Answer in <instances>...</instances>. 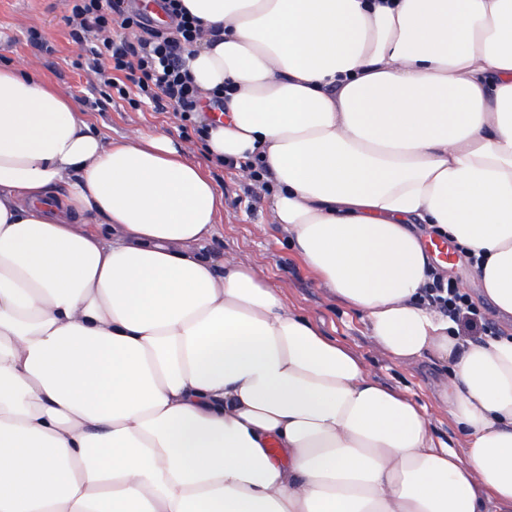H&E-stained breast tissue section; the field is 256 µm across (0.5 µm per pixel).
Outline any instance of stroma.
<instances>
[{
	"instance_id": "stroma-1",
	"label": "stroma",
	"mask_w": 512,
	"mask_h": 512,
	"mask_svg": "<svg viewBox=\"0 0 512 512\" xmlns=\"http://www.w3.org/2000/svg\"><path fill=\"white\" fill-rule=\"evenodd\" d=\"M66 13L65 0H0V63H37L42 74L67 92L90 125L106 138L118 141L144 131L184 140L181 122L172 111H159L150 104L134 109L127 101L108 98L97 89L93 74L80 65L84 51L69 36ZM33 29L49 42L52 53L40 52L31 44ZM195 159L224 193V217L213 236L197 244L198 253L217 261L231 254L260 269L270 282L283 288L289 305L305 311L325 336L361 358L380 385L402 392L423 407L437 440L460 447L461 437L440 403L447 369L429 357L404 366L381 354L364 315L323 287L273 223L270 195L258 193L239 170L215 166L203 149H196ZM444 274L456 280L479 307L487 332L499 334L502 321L484 300L463 252H456Z\"/></svg>"
}]
</instances>
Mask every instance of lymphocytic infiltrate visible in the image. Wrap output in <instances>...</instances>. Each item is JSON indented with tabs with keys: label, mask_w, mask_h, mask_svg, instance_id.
I'll return each instance as SVG.
<instances>
[{
	"label": "lymphocytic infiltrate",
	"mask_w": 512,
	"mask_h": 512,
	"mask_svg": "<svg viewBox=\"0 0 512 512\" xmlns=\"http://www.w3.org/2000/svg\"><path fill=\"white\" fill-rule=\"evenodd\" d=\"M68 2L65 23L74 42L89 41L97 33L104 36L101 47L90 48L86 62L99 84L172 109L183 127L204 135L206 127L199 124L198 116L207 106L223 109L224 92L218 89L210 98H202L185 68L184 53L197 40L199 23L182 0H163L169 23L161 29L148 24L132 0ZM423 299L452 321L475 326L484 320L470 296L442 274L433 275Z\"/></svg>",
	"instance_id": "1"
}]
</instances>
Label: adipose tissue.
<instances>
[{
	"label": "adipose tissue",
	"instance_id": "ef3b65f1",
	"mask_svg": "<svg viewBox=\"0 0 512 512\" xmlns=\"http://www.w3.org/2000/svg\"><path fill=\"white\" fill-rule=\"evenodd\" d=\"M183 2L195 84L236 87L210 155L264 160L275 223L384 354L451 367L462 446L254 267L194 253L224 195L191 149L109 141L6 64L0 512H512V330L424 304L411 230L483 256L512 317V0Z\"/></svg>",
	"mask_w": 512,
	"mask_h": 512
}]
</instances>
